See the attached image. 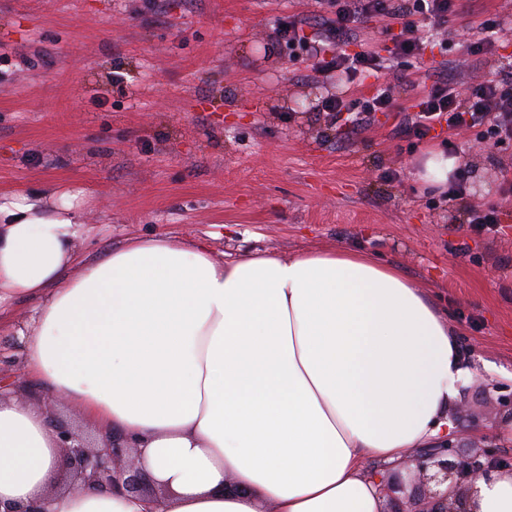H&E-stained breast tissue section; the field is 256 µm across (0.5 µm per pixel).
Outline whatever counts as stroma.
Returning <instances> with one entry per match:
<instances>
[{
  "label": "stroma",
  "mask_w": 512,
  "mask_h": 512,
  "mask_svg": "<svg viewBox=\"0 0 512 512\" xmlns=\"http://www.w3.org/2000/svg\"><path fill=\"white\" fill-rule=\"evenodd\" d=\"M323 13L319 0H0V194L84 190L92 229L74 244L82 258L167 236L205 241L222 260L349 249L395 265L463 330L454 444L511 457L495 429L501 397L512 396V216L487 230L467 212L501 201L512 144L458 132L460 168L494 179L451 202L416 180L440 138L409 147L390 112L349 135L326 113L292 111L290 99L330 77L273 29ZM446 36L452 51L418 60L395 106L434 72L463 97L496 76L497 60L472 66L464 20ZM1 312L11 398L96 438L79 410L51 403L26 376L21 332L33 305Z\"/></svg>",
  "instance_id": "obj_1"
}]
</instances>
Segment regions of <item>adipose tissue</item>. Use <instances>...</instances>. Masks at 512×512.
I'll list each match as a JSON object with an SVG mask.
<instances>
[{
  "mask_svg": "<svg viewBox=\"0 0 512 512\" xmlns=\"http://www.w3.org/2000/svg\"><path fill=\"white\" fill-rule=\"evenodd\" d=\"M85 225L81 192L0 194V306L34 303L28 372L141 448L175 495L55 491L64 466L45 414L0 398L1 504L385 512L366 460L455 433L458 332L397 267L344 250L220 262L205 245L160 237L74 276ZM470 507L512 512V472L477 480Z\"/></svg>",
  "mask_w": 512,
  "mask_h": 512,
  "instance_id": "adipose-tissue-1",
  "label": "adipose tissue"
}]
</instances>
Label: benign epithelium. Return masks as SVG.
<instances>
[{
	"label": "benign epithelium",
	"mask_w": 512,
	"mask_h": 512,
	"mask_svg": "<svg viewBox=\"0 0 512 512\" xmlns=\"http://www.w3.org/2000/svg\"><path fill=\"white\" fill-rule=\"evenodd\" d=\"M65 462V482L72 490L94 489L112 495L143 497L175 495L168 482L146 468L141 451L123 436L110 434L90 445L62 423L53 425ZM422 482L408 497L406 512H471L467 507L475 481L489 480L502 469H512V458L492 448L461 453L451 443L440 448H419L413 456Z\"/></svg>",
	"instance_id": "obj_1"
}]
</instances>
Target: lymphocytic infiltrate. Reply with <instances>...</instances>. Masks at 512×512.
<instances>
[{
	"instance_id": "lymphocytic-infiltrate-1",
	"label": "lymphocytic infiltrate",
	"mask_w": 512,
	"mask_h": 512,
	"mask_svg": "<svg viewBox=\"0 0 512 512\" xmlns=\"http://www.w3.org/2000/svg\"><path fill=\"white\" fill-rule=\"evenodd\" d=\"M335 6L333 17L324 19L320 32L306 33L303 22L291 19L278 24L275 36L289 49L305 51L316 70L342 76L345 91L324 98L320 109L332 122H346L355 130L375 113L393 111V87L376 85L374 93L364 100L352 98V91L367 78L378 77L382 70L395 66L401 69L400 80H407L410 60L423 55L427 46L418 35L420 27L440 29L449 18L468 11L467 0H405L398 6L392 0H336ZM391 11L400 20V30L387 56L352 51L361 26L370 17ZM440 124L451 131L473 130L480 140H512V75L506 73L499 80L476 84L464 99L448 78L436 77L429 91L414 100L410 114L399 120L393 133L399 139L421 141Z\"/></svg>"
}]
</instances>
